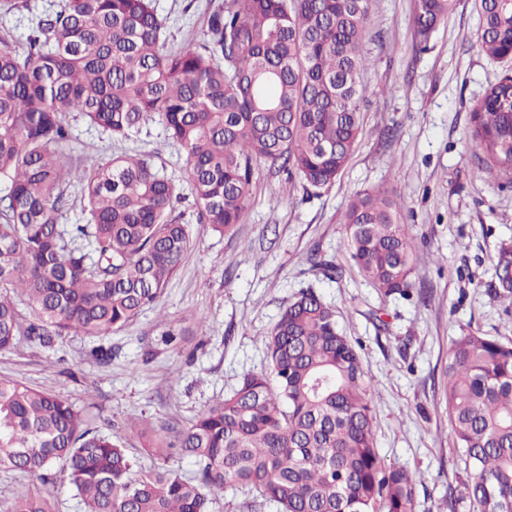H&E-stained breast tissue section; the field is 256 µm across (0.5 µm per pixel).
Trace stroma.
Segmentation results:
<instances>
[{
  "label": "stroma",
  "mask_w": 512,
  "mask_h": 512,
  "mask_svg": "<svg viewBox=\"0 0 512 512\" xmlns=\"http://www.w3.org/2000/svg\"><path fill=\"white\" fill-rule=\"evenodd\" d=\"M224 0H155L168 17L167 48L200 40ZM413 0H373L370 85L360 143L328 187L288 182L268 163L255 166L241 224L219 234L197 223L187 194L185 156L157 120L115 138L73 120L63 152L78 160L150 154L185 200L177 211L193 247L159 302L105 337L69 335L43 347L27 340L0 353V376L51 388L94 427L125 437L143 468L154 459L134 418L156 428L185 424L266 366L264 338L283 307L311 288L333 306L340 328L361 346L372 377L376 446L386 463L417 476L415 512H471L463 497L470 478L448 426V350L472 329L512 338V306L496 294L501 241L512 239V178L480 177V154L469 138L471 111L508 69L479 49L478 0H454L447 21L419 48ZM386 190L400 198L412 237L415 294L384 296L355 268L342 222L352 197ZM317 253L333 277L310 269ZM173 342H164V335ZM111 349L103 362L94 348ZM29 488L51 498L56 512H80L66 473L49 478L0 471V512Z\"/></svg>",
  "instance_id": "1"
}]
</instances>
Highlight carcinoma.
<instances>
[{
  "label": "carcinoma",
  "instance_id": "carcinoma-1",
  "mask_svg": "<svg viewBox=\"0 0 512 512\" xmlns=\"http://www.w3.org/2000/svg\"><path fill=\"white\" fill-rule=\"evenodd\" d=\"M371 0H224L203 38L164 50L166 17L152 0H58L27 11L19 51L0 39V351L26 338L109 336L158 302L191 248L173 215L181 194L148 156L75 164L57 147L76 113L116 137L157 117L186 155L197 221L241 223L254 164L312 189L335 182L356 150L371 37ZM452 0H414L427 45ZM477 43L512 62V0H480ZM479 174H512V73L471 112ZM80 186L83 224H66V188ZM386 190L356 195L343 223L350 257L385 296H411L415 248ZM512 298V240L495 263ZM36 314L22 317L18 305ZM267 366L172 436L133 423L157 464L139 465L53 390L0 377V468L42 476L61 466L83 512H212L215 495L246 490L277 512H415V474L376 448L372 377L335 309L301 292L265 337ZM447 418L471 469L474 512H512V339L469 331L448 352ZM193 460L190 477L169 465ZM8 512H52L18 491Z\"/></svg>",
  "mask_w": 512,
  "mask_h": 512
}]
</instances>
